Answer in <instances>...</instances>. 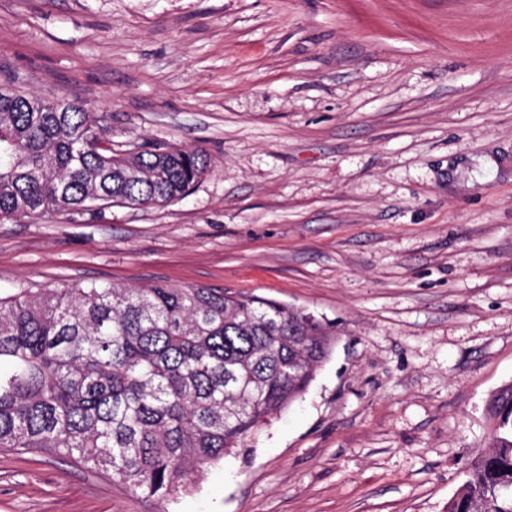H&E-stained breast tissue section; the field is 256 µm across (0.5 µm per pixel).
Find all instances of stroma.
Masks as SVG:
<instances>
[{
	"label": "stroma",
	"instance_id": "35a3bbf8",
	"mask_svg": "<svg viewBox=\"0 0 512 512\" xmlns=\"http://www.w3.org/2000/svg\"><path fill=\"white\" fill-rule=\"evenodd\" d=\"M185 198L0 218V293L227 288L330 323L281 417L164 502L0 448V512H446L512 383V0H0V85Z\"/></svg>",
	"mask_w": 512,
	"mask_h": 512
}]
</instances>
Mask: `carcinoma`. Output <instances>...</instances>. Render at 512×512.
<instances>
[{"mask_svg":"<svg viewBox=\"0 0 512 512\" xmlns=\"http://www.w3.org/2000/svg\"><path fill=\"white\" fill-rule=\"evenodd\" d=\"M208 168L200 149L116 150L80 100L0 86L1 217L160 205ZM335 336L302 309L224 288H20L0 295V448L164 500L302 397ZM486 412L490 450L448 512H512V384Z\"/></svg>","mask_w":512,"mask_h":512,"instance_id":"1","label":"carcinoma"}]
</instances>
